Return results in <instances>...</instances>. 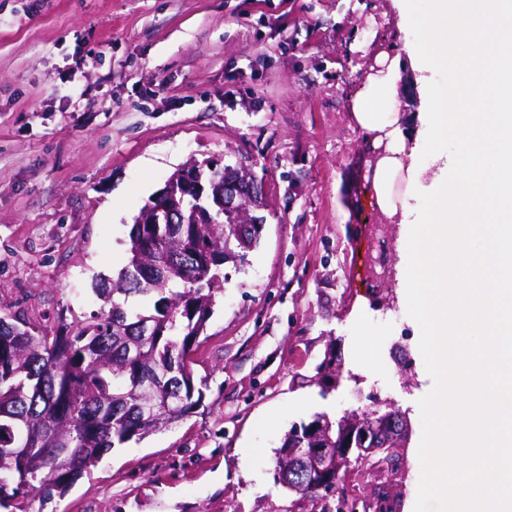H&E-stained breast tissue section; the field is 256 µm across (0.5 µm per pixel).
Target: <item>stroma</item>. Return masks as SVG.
<instances>
[{
    "label": "stroma",
    "instance_id": "obj_1",
    "mask_svg": "<svg viewBox=\"0 0 512 512\" xmlns=\"http://www.w3.org/2000/svg\"><path fill=\"white\" fill-rule=\"evenodd\" d=\"M391 0H0V318L56 326L99 310L142 208L178 170L244 158L266 187L264 230L227 279L192 355L194 413L117 446L29 512H317L276 482L292 426L401 412L398 468L361 471L399 512H433L418 442L431 366L390 265L400 229L369 191L375 146L349 96L381 53L404 52ZM373 341L377 374L352 357ZM337 371H323L328 359Z\"/></svg>",
    "mask_w": 512,
    "mask_h": 512
}]
</instances>
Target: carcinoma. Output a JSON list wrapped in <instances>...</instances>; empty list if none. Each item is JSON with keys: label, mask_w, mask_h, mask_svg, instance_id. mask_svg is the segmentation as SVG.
I'll return each instance as SVG.
<instances>
[{"label": "carcinoma", "mask_w": 512, "mask_h": 512, "mask_svg": "<svg viewBox=\"0 0 512 512\" xmlns=\"http://www.w3.org/2000/svg\"><path fill=\"white\" fill-rule=\"evenodd\" d=\"M205 192L187 208L212 223L135 224L128 263L95 293L109 310L56 329L0 318V508L29 512L30 498L65 493L117 444L193 413L200 399L189 355L222 290L227 263L243 264L262 225L240 240L224 231L210 183L234 178L229 164L199 170ZM158 403L147 416L146 399ZM331 483L306 497L340 512Z\"/></svg>", "instance_id": "cac0c4a2"}]
</instances>
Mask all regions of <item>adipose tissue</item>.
Returning a JSON list of instances; mask_svg holds the SVG:
<instances>
[{"label": "adipose tissue", "instance_id": "obj_1", "mask_svg": "<svg viewBox=\"0 0 512 512\" xmlns=\"http://www.w3.org/2000/svg\"><path fill=\"white\" fill-rule=\"evenodd\" d=\"M393 2L425 38L406 43V57H380L350 104L383 148L370 188L402 227L399 279L425 351L463 364L435 377L423 446L437 469L454 458L479 474L432 496L448 512H512V0H429L417 15ZM407 65L421 96L412 140L397 110ZM447 67L463 78L433 84ZM428 141L438 147L426 154Z\"/></svg>", "mask_w": 512, "mask_h": 512}]
</instances>
